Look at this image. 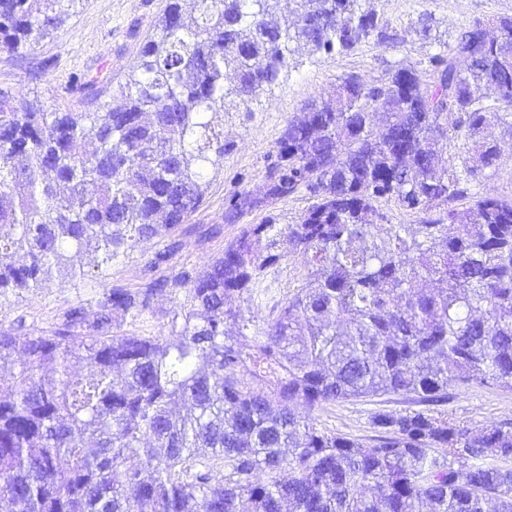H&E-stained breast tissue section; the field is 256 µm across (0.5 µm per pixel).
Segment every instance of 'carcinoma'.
<instances>
[{"label":"carcinoma","mask_w":512,"mask_h":512,"mask_svg":"<svg viewBox=\"0 0 512 512\" xmlns=\"http://www.w3.org/2000/svg\"><path fill=\"white\" fill-rule=\"evenodd\" d=\"M181 2L117 109L32 112L0 91V298L82 278L184 223L224 161L226 98L257 100L292 44L384 37L362 0ZM64 12L0 0V45L24 53ZM480 26L435 58L432 82L406 67L380 90L349 76L289 119L269 192L309 193L299 223L246 224L205 271L103 288L40 334L1 327L0 363L17 371L0 383V499L15 512H512V422L386 412L361 442L312 419L349 399L512 391V200L454 205L499 158L471 88L512 101V67ZM463 128L472 165L442 164L435 132ZM392 197L441 215L374 223ZM287 256L304 274L267 317L227 308ZM163 295L167 333L116 332Z\"/></svg>","instance_id":"cac0c4a2"}]
</instances>
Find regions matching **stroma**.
<instances>
[{"mask_svg": "<svg viewBox=\"0 0 512 512\" xmlns=\"http://www.w3.org/2000/svg\"><path fill=\"white\" fill-rule=\"evenodd\" d=\"M170 0H72L62 25L32 44L23 54L0 47V89L16 101L48 112H94L101 105L120 104V92L136 65L142 45L156 32ZM384 27V37L370 36L349 51L310 53L298 47L272 90L250 107L226 102L224 163L206 176L201 206L169 234L144 242L128 257L99 274L82 279L55 278L34 292L0 299V325L42 332L59 322L72 303L93 296L103 287L138 288L150 279L181 268H204L220 256L246 224H296L311 200L301 191L268 199L261 207L230 217L242 195L264 196L276 159L277 143L289 119L312 101L329 98L343 78L354 75L367 85L380 84L400 67L414 68L432 78L436 56L447 54L458 34L474 23L492 26L512 16V0H365ZM91 80L98 92L91 102L65 93L74 78ZM477 107L486 114L484 135L500 149L497 167L477 171L474 194L512 198V130L502 122L512 111L490 91L475 90ZM169 253L166 265L149 268L156 252ZM304 270L294 258H284L269 272L273 296L233 300L245 316L266 317L273 299L285 298ZM414 396L386 394L324 405L313 413L318 428L370 441L376 436L374 415L417 409ZM447 409L469 426L480 429L512 421V391L494 385H473L448 393Z\"/></svg>", "mask_w": 512, "mask_h": 512, "instance_id": "1", "label": "stroma"}]
</instances>
